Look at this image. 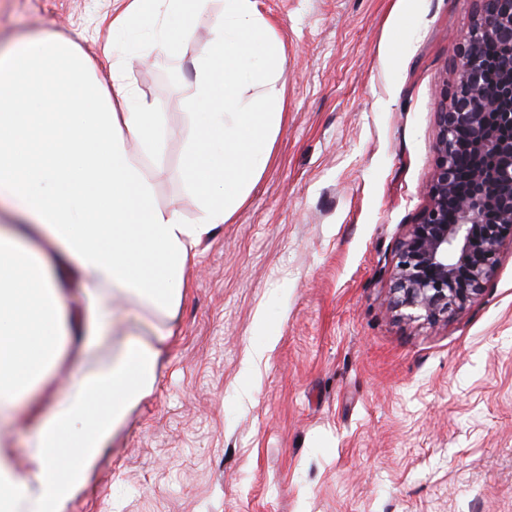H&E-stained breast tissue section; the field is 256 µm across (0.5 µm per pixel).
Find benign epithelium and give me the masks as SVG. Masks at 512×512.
I'll list each match as a JSON object with an SVG mask.
<instances>
[{
    "label": "benign epithelium",
    "instance_id": "1",
    "mask_svg": "<svg viewBox=\"0 0 512 512\" xmlns=\"http://www.w3.org/2000/svg\"><path fill=\"white\" fill-rule=\"evenodd\" d=\"M477 2L450 106L436 113L430 201L397 241L391 273L392 308L430 325L480 299L512 241V0Z\"/></svg>",
    "mask_w": 512,
    "mask_h": 512
}]
</instances>
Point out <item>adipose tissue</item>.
<instances>
[{"label":"adipose tissue","mask_w":512,"mask_h":512,"mask_svg":"<svg viewBox=\"0 0 512 512\" xmlns=\"http://www.w3.org/2000/svg\"><path fill=\"white\" fill-rule=\"evenodd\" d=\"M105 49L111 85L69 42L44 33L0 51V208L24 225L0 224V427L59 358L61 339L101 340L119 330L112 302L123 294L172 315L188 286L185 270L212 229L243 206L267 165L284 118L280 44L253 0H224L213 39L195 63L188 102L193 130L181 178L197 215L185 222L159 208L139 160L164 142L166 114L137 97L129 57L117 40L153 35L157 50L187 39L209 0H122ZM261 88L246 98L247 86ZM87 290L83 315L69 321L59 273ZM136 338L81 363L64 396L48 399L16 473L0 450V512H68L102 451L153 389L158 344Z\"/></svg>","instance_id":"1"}]
</instances>
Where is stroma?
<instances>
[{"label": "stroma", "mask_w": 512, "mask_h": 512, "mask_svg": "<svg viewBox=\"0 0 512 512\" xmlns=\"http://www.w3.org/2000/svg\"><path fill=\"white\" fill-rule=\"evenodd\" d=\"M116 0H0V48L40 30L109 81ZM128 44L170 136L140 155L186 222L193 64ZM282 45L285 115L245 204L198 248L153 390L69 512H512V243L480 300L431 326L389 306L395 244L428 205L435 114L475 0H257Z\"/></svg>", "instance_id": "obj_1"}]
</instances>
